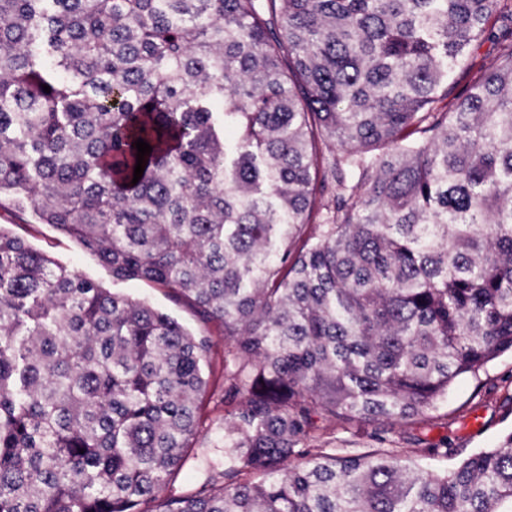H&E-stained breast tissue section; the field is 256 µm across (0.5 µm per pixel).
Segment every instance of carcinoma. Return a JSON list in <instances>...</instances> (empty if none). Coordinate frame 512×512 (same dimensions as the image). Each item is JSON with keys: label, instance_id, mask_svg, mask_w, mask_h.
Masks as SVG:
<instances>
[{"label": "carcinoma", "instance_id": "cac0c4a2", "mask_svg": "<svg viewBox=\"0 0 512 512\" xmlns=\"http://www.w3.org/2000/svg\"><path fill=\"white\" fill-rule=\"evenodd\" d=\"M1 208L237 367L224 467L165 494L208 337L0 226V512H512V433L449 471L389 437L512 353V0H0ZM321 435V442L325 443L326 448H336L337 446L347 445L348 447H366L370 443L367 439L353 436L350 433L342 431L324 429L317 432ZM342 448H336V451H342Z\"/></svg>", "mask_w": 512, "mask_h": 512}]
</instances>
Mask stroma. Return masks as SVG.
Instances as JSON below:
<instances>
[{
    "label": "stroma",
    "mask_w": 512,
    "mask_h": 512,
    "mask_svg": "<svg viewBox=\"0 0 512 512\" xmlns=\"http://www.w3.org/2000/svg\"><path fill=\"white\" fill-rule=\"evenodd\" d=\"M0 225L85 277L131 298L147 301L175 317L190 331L209 337L206 366L209 391L199 403L200 437L188 449L184 467L167 488L168 493L176 496L195 491L205 481L210 467L224 461V373L234 370L235 362L225 355L224 338L218 329L205 324L188 305L173 301L164 289L141 281H113L108 268L50 225L29 223L27 216L8 210H0ZM437 414L436 426L418 423L400 432L412 450L410 458L414 463L450 469L473 452L497 447L512 433V355L507 353L493 361L479 379L459 381ZM442 436L447 437L450 448L444 458L423 453L415 443L419 437Z\"/></svg>",
    "instance_id": "1"
}]
</instances>
